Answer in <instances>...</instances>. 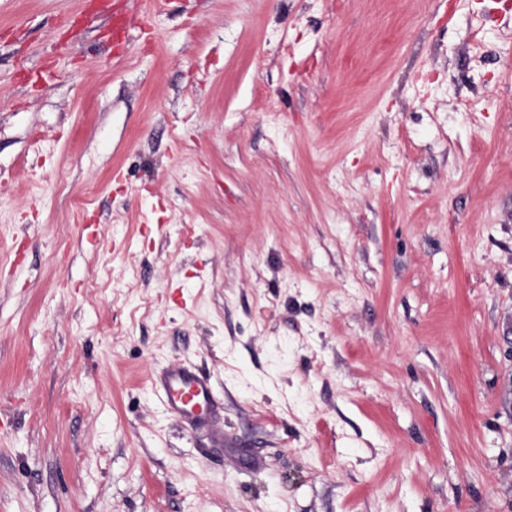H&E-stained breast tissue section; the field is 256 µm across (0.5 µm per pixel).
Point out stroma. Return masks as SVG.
Returning a JSON list of instances; mask_svg holds the SVG:
<instances>
[{"mask_svg": "<svg viewBox=\"0 0 512 512\" xmlns=\"http://www.w3.org/2000/svg\"><path fill=\"white\" fill-rule=\"evenodd\" d=\"M136 10L0 0V512H512V0ZM128 1H114L112 5V36L113 46L118 52L122 51L123 37L127 31V16L123 5H128ZM161 393L167 411L181 422L208 433L212 442L222 448L224 421L218 415V402L210 377L193 366L177 363L164 368L153 380Z\"/></svg>", "mask_w": 512, "mask_h": 512, "instance_id": "1", "label": "stroma"}]
</instances>
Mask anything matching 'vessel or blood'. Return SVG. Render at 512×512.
Returning a JSON list of instances; mask_svg holds the SVG:
<instances>
[{
    "label": "vessel or blood",
    "mask_w": 512,
    "mask_h": 512,
    "mask_svg": "<svg viewBox=\"0 0 512 512\" xmlns=\"http://www.w3.org/2000/svg\"><path fill=\"white\" fill-rule=\"evenodd\" d=\"M167 411L181 422L208 433L216 446H224V423L210 377L193 366L177 363L164 368L153 381Z\"/></svg>",
    "instance_id": "obj_1"
}]
</instances>
